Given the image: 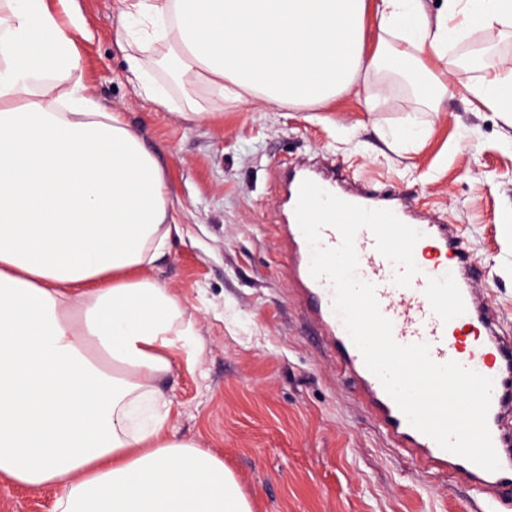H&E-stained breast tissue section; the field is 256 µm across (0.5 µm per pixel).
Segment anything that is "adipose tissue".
Here are the masks:
<instances>
[{"label": "adipose tissue", "mask_w": 512, "mask_h": 512, "mask_svg": "<svg viewBox=\"0 0 512 512\" xmlns=\"http://www.w3.org/2000/svg\"><path fill=\"white\" fill-rule=\"evenodd\" d=\"M129 79L187 120L259 98L316 107L396 75L441 103L442 58L512 31V0H125ZM378 40L366 51L365 18ZM71 0H0V479L57 488L53 512H252L223 460L179 436L158 385L193 321L144 270L177 223L164 168L80 74ZM468 88L512 128V65L479 50ZM182 87L173 101L159 81Z\"/></svg>", "instance_id": "obj_1"}]
</instances>
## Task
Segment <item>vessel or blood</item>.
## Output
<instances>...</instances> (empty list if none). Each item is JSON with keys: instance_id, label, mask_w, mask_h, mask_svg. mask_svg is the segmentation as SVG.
<instances>
[{"instance_id": "vessel-or-blood-1", "label": "vessel or blood", "mask_w": 512, "mask_h": 512, "mask_svg": "<svg viewBox=\"0 0 512 512\" xmlns=\"http://www.w3.org/2000/svg\"><path fill=\"white\" fill-rule=\"evenodd\" d=\"M315 180L342 200L373 209L391 210L403 223L422 234L438 259L420 265L409 286L394 282L396 266L376 248L374 234L360 229L354 239L358 255L357 276L375 287L382 314L392 322V336L402 345L427 343L433 361H454L493 381L488 428L500 462L491 472L442 449L432 438L415 429L379 379L365 365L341 319L333 310L334 288L328 278L310 273V247L297 219L283 227L290 250L295 291L307 318L318 332L323 348L340 375L349 377L359 401L391 447L404 452L423 472L466 484L482 498L503 504V487L512 485V336L499 334L495 312L475 286L474 270L454 225L439 217L414 218L400 194L363 185L339 192L335 176H315L299 166L288 177L290 202H297L304 180Z\"/></svg>"}]
</instances>
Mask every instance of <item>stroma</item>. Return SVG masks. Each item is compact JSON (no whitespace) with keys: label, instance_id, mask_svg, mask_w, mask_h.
Segmentation results:
<instances>
[{"label":"stroma","instance_id":"stroma-1","mask_svg":"<svg viewBox=\"0 0 512 512\" xmlns=\"http://www.w3.org/2000/svg\"><path fill=\"white\" fill-rule=\"evenodd\" d=\"M75 6L87 28L77 39L83 80L161 161L181 228L146 271L179 297L204 345L198 360L178 356L160 382L180 433L223 460L253 512H485L468 486L421 474L389 446L337 375L294 291L280 175L320 158L441 214L472 256L476 287L512 330V129L477 109L466 88L478 74L461 63L478 49L512 61V35L478 29L449 50L437 109L374 76L322 107L253 100L190 122L127 81L123 0ZM412 123L427 137L389 145ZM55 495L0 481V512H52Z\"/></svg>","mask_w":512,"mask_h":512}]
</instances>
